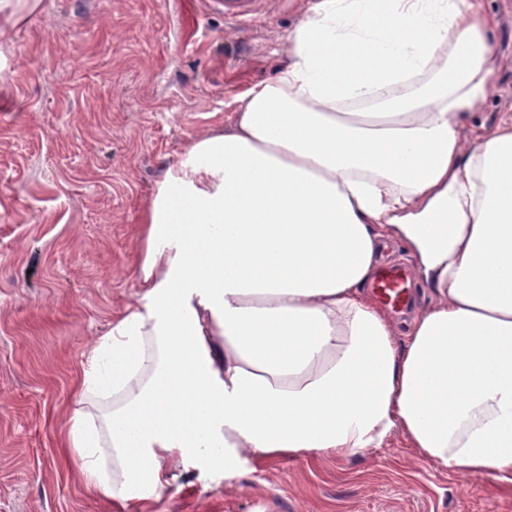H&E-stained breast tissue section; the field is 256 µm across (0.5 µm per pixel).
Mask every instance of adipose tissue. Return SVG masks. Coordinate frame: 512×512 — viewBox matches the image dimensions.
Listing matches in <instances>:
<instances>
[{
	"instance_id": "1",
	"label": "adipose tissue",
	"mask_w": 512,
	"mask_h": 512,
	"mask_svg": "<svg viewBox=\"0 0 512 512\" xmlns=\"http://www.w3.org/2000/svg\"><path fill=\"white\" fill-rule=\"evenodd\" d=\"M481 0H316L273 77L156 182L135 302L82 364L62 446L129 507L171 464L347 458L401 433L512 485V125ZM398 245L406 333L366 287Z\"/></svg>"
}]
</instances>
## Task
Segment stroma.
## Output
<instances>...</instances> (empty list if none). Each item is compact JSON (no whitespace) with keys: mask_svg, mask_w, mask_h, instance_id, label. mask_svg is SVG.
<instances>
[{"mask_svg":"<svg viewBox=\"0 0 512 512\" xmlns=\"http://www.w3.org/2000/svg\"><path fill=\"white\" fill-rule=\"evenodd\" d=\"M315 0H286L257 36L196 0H43L0 33V512H125L89 495L58 448L84 354L134 302L142 215L186 144L223 128L270 78ZM499 78L474 119L512 97V21L483 0ZM512 512L491 477L418 456L401 434L344 459L251 462L233 481L174 468L139 512Z\"/></svg>","mask_w":512,"mask_h":512,"instance_id":"35a3bbf8","label":"stroma"}]
</instances>
